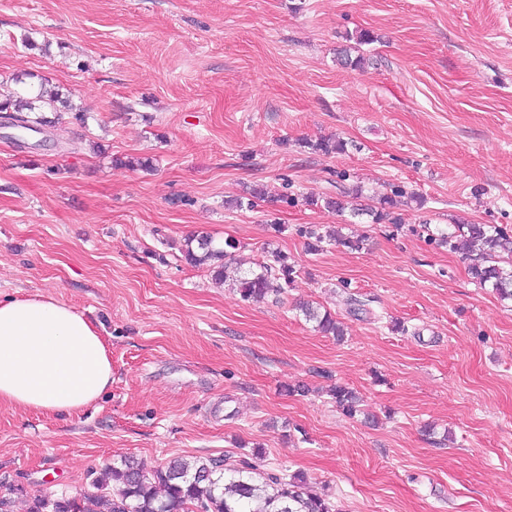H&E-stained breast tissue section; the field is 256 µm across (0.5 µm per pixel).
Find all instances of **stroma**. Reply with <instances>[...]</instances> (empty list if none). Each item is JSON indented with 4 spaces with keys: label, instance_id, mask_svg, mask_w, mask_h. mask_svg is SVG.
<instances>
[{
    "label": "stroma",
    "instance_id": "1",
    "mask_svg": "<svg viewBox=\"0 0 512 512\" xmlns=\"http://www.w3.org/2000/svg\"><path fill=\"white\" fill-rule=\"evenodd\" d=\"M362 30L365 64L341 65ZM42 82L88 120L49 113L21 145L0 129V294L82 312L112 384L65 419L0 406L16 512L125 456L236 464L258 446L261 469L304 472L340 512H512V300L419 229L512 228V0H0V93ZM329 136L345 154L311 150ZM341 173L361 205L397 185L424 205L399 229L336 213ZM257 185L275 201L229 206ZM309 224L362 247L310 253ZM196 232L240 241L245 268L273 244L300 275L281 303L240 300L182 261ZM337 383L378 424L343 416ZM298 308L306 321H314L316 323L315 327L319 332L325 335L336 336L337 338L344 336L341 324L330 313L325 312L321 315L309 304L300 305Z\"/></svg>",
    "mask_w": 512,
    "mask_h": 512
}]
</instances>
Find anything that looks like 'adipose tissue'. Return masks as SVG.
I'll use <instances>...</instances> for the list:
<instances>
[{
    "instance_id": "adipose-tissue-1",
    "label": "adipose tissue",
    "mask_w": 512,
    "mask_h": 512,
    "mask_svg": "<svg viewBox=\"0 0 512 512\" xmlns=\"http://www.w3.org/2000/svg\"><path fill=\"white\" fill-rule=\"evenodd\" d=\"M112 383V359L97 329L43 295L0 297V405L69 415Z\"/></svg>"
}]
</instances>
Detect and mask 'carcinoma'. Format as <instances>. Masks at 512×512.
Returning a JSON list of instances; mask_svg holds the SVG:
<instances>
[{"mask_svg": "<svg viewBox=\"0 0 512 512\" xmlns=\"http://www.w3.org/2000/svg\"><path fill=\"white\" fill-rule=\"evenodd\" d=\"M48 108L75 113V120L85 124V114L75 109L69 97L58 90L43 87L34 93L15 92L0 100V117L16 121V128L38 131L51 124L43 116L33 113ZM311 150L325 155L343 154L347 142L338 139H321L310 144ZM336 197H329L325 205L337 211L345 209L343 199L362 195L359 186L344 184L346 175H338ZM408 196L418 206L424 200L416 194L397 186L392 193L380 199V207L368 209L372 222L383 221L400 226L401 218L394 215L397 198ZM265 198L261 188H250L231 200L239 208H251L255 201ZM306 239L311 252L324 250L327 245L350 250L360 248L362 241L344 235L339 227L321 230L312 224L298 229ZM430 240L461 253L476 282L490 285L502 298L512 299V267L502 263L512 259V232L497 224H452L438 228ZM239 242L227 238L215 242L207 234L192 235L184 240L181 260L194 267H205L219 281H231V288L243 301L273 298L275 301L288 293L297 277V269L288 254L279 249L268 255L256 267L242 270L233 266ZM299 311L307 321L316 323L319 332L336 337L343 336V328L329 313L320 314L312 306L303 304ZM336 407L347 417L362 412L360 398L354 389L337 385L332 389ZM94 492L74 496L44 494L35 497L28 512H337L325 489L318 488L308 478L294 472H260L247 463L233 464L224 459L187 461L174 458L155 470H147L132 457L105 468L94 479Z\"/></svg>", "mask_w": 512, "mask_h": 512, "instance_id": "carcinoma-1", "label": "carcinoma"}]
</instances>
